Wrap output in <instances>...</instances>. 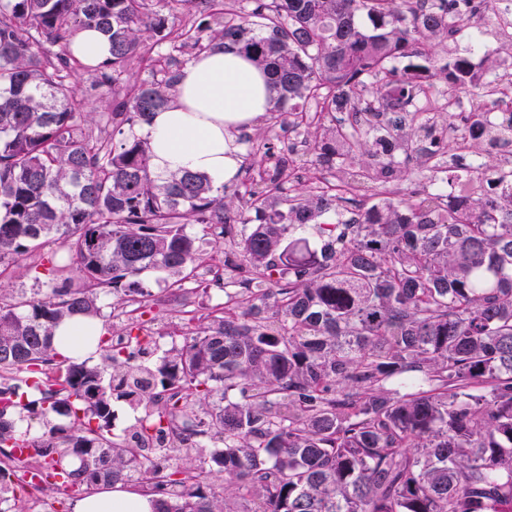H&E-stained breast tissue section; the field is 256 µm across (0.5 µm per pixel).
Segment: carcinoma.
Listing matches in <instances>:
<instances>
[{"label": "carcinoma", "instance_id": "obj_1", "mask_svg": "<svg viewBox=\"0 0 512 512\" xmlns=\"http://www.w3.org/2000/svg\"><path fill=\"white\" fill-rule=\"evenodd\" d=\"M426 2L238 0L230 17L223 0H0V277L52 240L78 273L44 256L45 287L0 296V502L34 461L65 491L144 483L158 512H512V170L447 160L416 107L445 86L481 96L471 61L436 48L494 0ZM183 9L202 20L175 27ZM84 28L110 39L100 65L73 52ZM226 41L266 71L289 125L318 115L320 190L286 188L297 159L268 164L269 141L229 195L205 173L152 170L136 128L181 65ZM84 69L108 111L85 110ZM489 116L462 113L460 139ZM461 169L473 195L435 203L422 181L457 189ZM396 179L408 198L318 224L319 250L298 236L344 191ZM226 238L224 303L160 359L132 315L136 354L104 336L92 365L53 348L63 319H101L108 297L148 303V273L208 293L204 245ZM115 399L142 411L120 437Z\"/></svg>", "mask_w": 512, "mask_h": 512}]
</instances>
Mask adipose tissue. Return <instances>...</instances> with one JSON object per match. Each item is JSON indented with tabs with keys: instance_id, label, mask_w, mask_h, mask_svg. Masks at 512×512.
<instances>
[{
	"instance_id": "ef3b65f1",
	"label": "adipose tissue",
	"mask_w": 512,
	"mask_h": 512,
	"mask_svg": "<svg viewBox=\"0 0 512 512\" xmlns=\"http://www.w3.org/2000/svg\"><path fill=\"white\" fill-rule=\"evenodd\" d=\"M275 107L276 92L267 74L237 45H216L183 69L172 101L140 130L151 147L153 171L166 175L188 169L219 184L233 182L242 162L240 133L252 129ZM104 332L101 321L73 316L57 328L53 346L84 360L91 355L84 337ZM157 508L153 496L118 482L80 497L73 512H156Z\"/></svg>"
}]
</instances>
